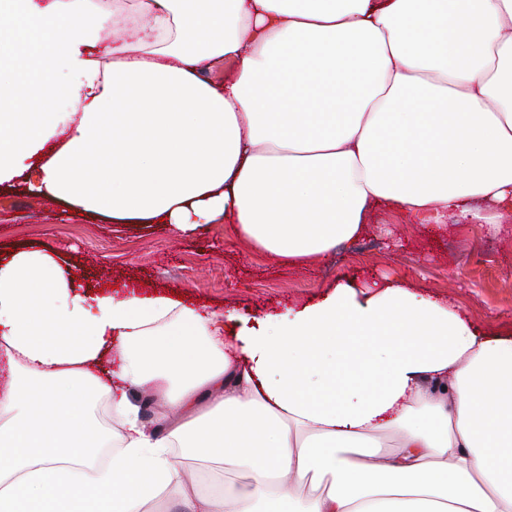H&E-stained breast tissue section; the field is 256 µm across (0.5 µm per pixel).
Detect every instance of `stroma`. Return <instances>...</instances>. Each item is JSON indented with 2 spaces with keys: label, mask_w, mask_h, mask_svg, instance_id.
I'll use <instances>...</instances> for the list:
<instances>
[{
  "label": "stroma",
  "mask_w": 512,
  "mask_h": 512,
  "mask_svg": "<svg viewBox=\"0 0 512 512\" xmlns=\"http://www.w3.org/2000/svg\"><path fill=\"white\" fill-rule=\"evenodd\" d=\"M21 250L53 255L82 291H175L199 312L247 317L317 302L338 282L390 280L459 305L483 333L512 336V214L492 232L421 224L378 206L355 242L292 265L236 241L228 224L177 238L162 224L75 217L21 186H1L0 261Z\"/></svg>",
  "instance_id": "obj_1"
}]
</instances>
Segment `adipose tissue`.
<instances>
[{"label": "adipose tissue", "instance_id": "obj_1", "mask_svg": "<svg viewBox=\"0 0 512 512\" xmlns=\"http://www.w3.org/2000/svg\"><path fill=\"white\" fill-rule=\"evenodd\" d=\"M4 9L0 185L72 215L177 237L224 221L303 264L380 203L437 224L497 225L482 200L512 213V0ZM228 60L224 83L202 78ZM235 319L71 292L41 251L0 264V512H512V336L394 282ZM206 397L207 421L182 422ZM99 398L122 429L103 467ZM187 449L241 483L191 492Z\"/></svg>", "mask_w": 512, "mask_h": 512}]
</instances>
